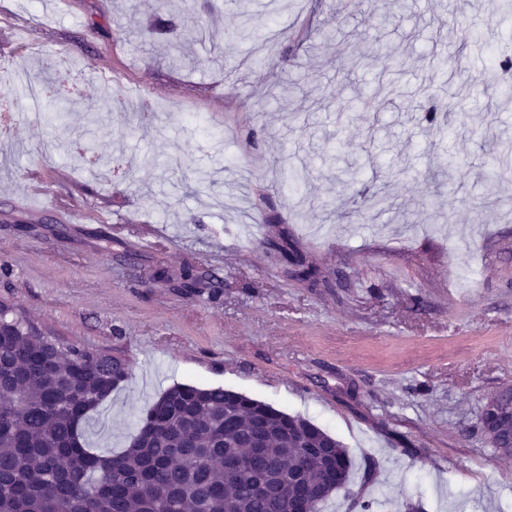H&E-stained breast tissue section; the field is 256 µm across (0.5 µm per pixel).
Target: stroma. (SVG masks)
<instances>
[{"instance_id":"stroma-1","label":"stroma","mask_w":512,"mask_h":512,"mask_svg":"<svg viewBox=\"0 0 512 512\" xmlns=\"http://www.w3.org/2000/svg\"><path fill=\"white\" fill-rule=\"evenodd\" d=\"M205 2L167 0L168 38L148 32L155 0L135 20L130 0H0V29L31 23L0 48V106L17 114L0 135V300L130 362L90 421L100 447L124 448L134 418L173 384L221 386L348 449L350 491L321 512H352L356 494L378 512L410 499L425 512H512V456L479 424L484 402L512 387V171L484 176L499 159L512 167V98L501 94L512 72L493 57L512 47V12L503 0H382L380 19L360 0H246L205 19ZM246 13L272 44L236 40ZM302 28L312 37L282 59ZM384 44L400 66L380 58ZM256 55L264 67L251 66ZM487 75L494 84L461 98ZM278 80L288 97L263 98ZM47 85L77 93L63 123L29 96ZM433 102L453 108L444 130L423 119ZM278 156L305 169L300 193L282 187ZM451 158L468 179L433 188L429 170ZM35 170L50 179L32 216L15 199ZM363 191L386 195L375 220L340 219ZM60 204L102 220L60 223ZM116 224L163 236L143 249L130 230L113 236ZM279 239L331 287L296 280L267 247ZM186 266L221 279L219 298L153 277Z\"/></svg>"}]
</instances>
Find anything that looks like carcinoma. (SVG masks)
Segmentation results:
<instances>
[{"label":"carcinoma","mask_w":512,"mask_h":512,"mask_svg":"<svg viewBox=\"0 0 512 512\" xmlns=\"http://www.w3.org/2000/svg\"><path fill=\"white\" fill-rule=\"evenodd\" d=\"M380 198L365 197L347 215L360 222ZM295 275L319 284V271L288 242H274ZM13 324L0 336V512H288V496L320 506L351 482L353 460L331 433L297 415L222 387L177 383L148 404L131 444L118 451L88 445L92 414L127 382L125 359L96 355L32 333L23 310L0 302ZM481 430L493 448L512 444V400L484 404ZM193 450L195 465L177 452ZM248 457L240 471L224 460ZM297 476L298 485L267 498L265 477Z\"/></svg>","instance_id":"carcinoma-1"}]
</instances>
